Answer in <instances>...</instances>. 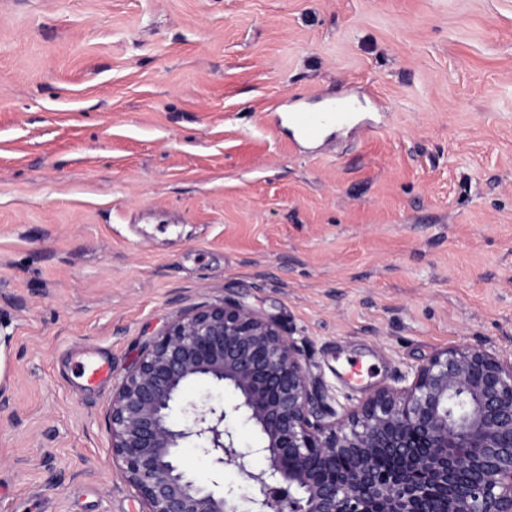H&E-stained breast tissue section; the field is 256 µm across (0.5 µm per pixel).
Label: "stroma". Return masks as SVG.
I'll use <instances>...</instances> for the list:
<instances>
[{"label":"stroma","mask_w":512,"mask_h":512,"mask_svg":"<svg viewBox=\"0 0 512 512\" xmlns=\"http://www.w3.org/2000/svg\"><path fill=\"white\" fill-rule=\"evenodd\" d=\"M330 98L383 127L270 119ZM228 298L341 404L457 345L512 359V0H0V512H142L113 389ZM204 401L256 446L227 388L174 420Z\"/></svg>","instance_id":"35a3bbf8"}]
</instances>
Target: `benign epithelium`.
Listing matches in <instances>:
<instances>
[{"instance_id":"benign-epithelium-1","label":"benign epithelium","mask_w":512,"mask_h":512,"mask_svg":"<svg viewBox=\"0 0 512 512\" xmlns=\"http://www.w3.org/2000/svg\"><path fill=\"white\" fill-rule=\"evenodd\" d=\"M233 390L259 446L241 451L227 412L194 405L185 384ZM356 406L336 410L296 340L234 299L176 315L112 393V464L143 512H512V360L482 344L447 348ZM197 442L212 474L237 470L258 493L240 510L181 465ZM265 459L255 469L250 457Z\"/></svg>"}]
</instances>
